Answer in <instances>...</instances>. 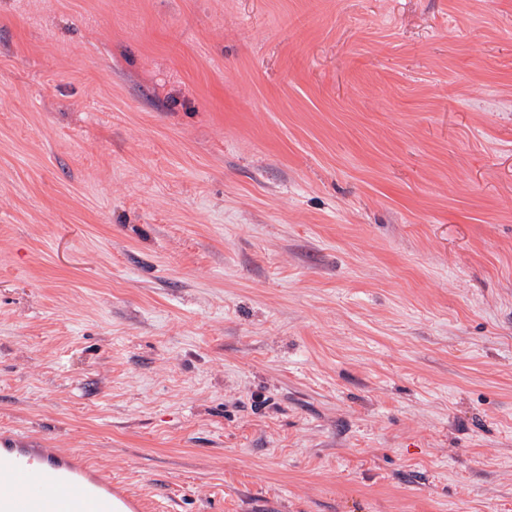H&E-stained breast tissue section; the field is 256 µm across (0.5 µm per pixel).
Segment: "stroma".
Wrapping results in <instances>:
<instances>
[{
	"mask_svg": "<svg viewBox=\"0 0 512 512\" xmlns=\"http://www.w3.org/2000/svg\"><path fill=\"white\" fill-rule=\"evenodd\" d=\"M2 434L512 512V0H0Z\"/></svg>",
	"mask_w": 512,
	"mask_h": 512,
	"instance_id": "stroma-1",
	"label": "stroma"
}]
</instances>
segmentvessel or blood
I'll return each instance as SVG.
<instances>
[{
    "label": "vessel or blood",
    "mask_w": 512,
    "mask_h": 512,
    "mask_svg": "<svg viewBox=\"0 0 512 512\" xmlns=\"http://www.w3.org/2000/svg\"><path fill=\"white\" fill-rule=\"evenodd\" d=\"M110 476L62 449L0 439V512H148Z\"/></svg>",
    "instance_id": "vessel-or-blood-1"
}]
</instances>
